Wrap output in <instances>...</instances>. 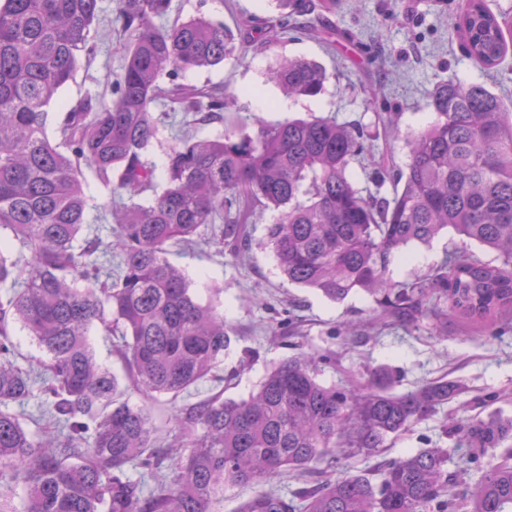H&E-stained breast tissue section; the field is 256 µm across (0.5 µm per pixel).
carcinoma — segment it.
<instances>
[{"label":"carcinoma","mask_w":512,"mask_h":512,"mask_svg":"<svg viewBox=\"0 0 512 512\" xmlns=\"http://www.w3.org/2000/svg\"><path fill=\"white\" fill-rule=\"evenodd\" d=\"M101 0H0V475L22 491V512H213L228 487L260 486L283 475L319 474L287 498L262 492L239 512H456L448 449L421 448L336 477L317 465L374 456L387 439L448 403L458 385L429 381L390 392L393 375L368 373L366 385L325 386L324 356L290 357L239 400L211 396L188 408L185 438L157 434L148 411L119 400L117 377L97 361V326L112 337L128 378L143 392L179 397L228 355L224 313L198 301L172 248L199 241L241 259V224L276 212L267 243L288 282L332 301L361 291L381 314L438 325L448 313L470 319L512 317V108L480 83L452 79L429 93L436 120L406 136L408 161L381 169L376 184L392 197L365 194L349 177L369 152L359 127L332 117L287 119L257 134L226 129L213 138L179 137L162 168L145 158L173 112H154L167 96L197 124L224 119L236 94L180 79L191 70L240 57L253 41L221 20L192 17L164 25L172 0H118L116 20L129 39L108 100L56 116L48 107L97 50ZM284 18L272 43L309 27L297 18L336 10L337 0H276ZM463 51L484 70L498 66L512 23L484 0L460 15ZM170 86L161 87L163 79ZM328 79L306 59H285L266 74L288 97H314ZM110 187L109 240L88 222L85 170ZM149 193L147 202L139 201ZM497 253V263L452 252L420 280L398 282L391 267L406 248L442 230ZM47 356L43 370L13 359L8 319ZM44 398L40 418L61 428L32 434L9 406ZM479 478L470 512H512V463L497 449L512 440V418L470 417L451 428ZM175 468L165 472L173 454ZM482 457L485 465L478 464ZM129 466L153 485L127 476Z\"/></svg>","instance_id":"carcinoma-1"}]
</instances>
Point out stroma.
Wrapping results in <instances>:
<instances>
[{"instance_id": "35a3bbf8", "label": "stroma", "mask_w": 512, "mask_h": 512, "mask_svg": "<svg viewBox=\"0 0 512 512\" xmlns=\"http://www.w3.org/2000/svg\"><path fill=\"white\" fill-rule=\"evenodd\" d=\"M465 0H340L335 12L308 16L314 31L270 46L252 45L244 57L187 73L188 83L224 85L237 96L228 124L245 123L256 133L253 116L274 123L312 115L333 116L361 125L371 140L375 160L405 166L403 137L428 125L434 114L429 91L441 80L481 83L512 102V50L493 70L483 71L461 50L458 15ZM95 25L98 49L81 59L72 80L50 109L63 112L87 97H109L108 80L120 73L126 36L114 22L116 0H102ZM219 19L229 27L251 28L275 22L274 0H173L170 20L198 15ZM283 57L304 58L322 65L329 76L324 91L312 98L288 101L265 80L267 70ZM273 211H264L250 226L252 248L243 260L223 255L216 244L173 251L169 259L185 270L202 302L224 311L232 339L220 364L217 381L198 386L191 395L170 400L133 388L123 391L130 404L147 409L153 425L168 439L181 437L187 408L215 393L238 399L255 388L265 372L301 352L331 353L335 363L322 366L318 379L342 386L350 378L365 379L368 371L391 368L400 374L394 390L405 393L425 382H455L458 394L438 412L387 442L379 459L441 446L452 449L449 472L464 467L471 451L444 431L448 421L512 417V331L491 335L484 324L449 316L445 329L421 321L404 326L388 320L373 323L372 297L357 292L332 302L315 290L288 283L266 244ZM465 249L485 261L493 252L445 230L431 244H413L408 261L395 264L392 277L413 281L449 252ZM260 303H251V296ZM294 324L282 327L281 318Z\"/></svg>"}]
</instances>
